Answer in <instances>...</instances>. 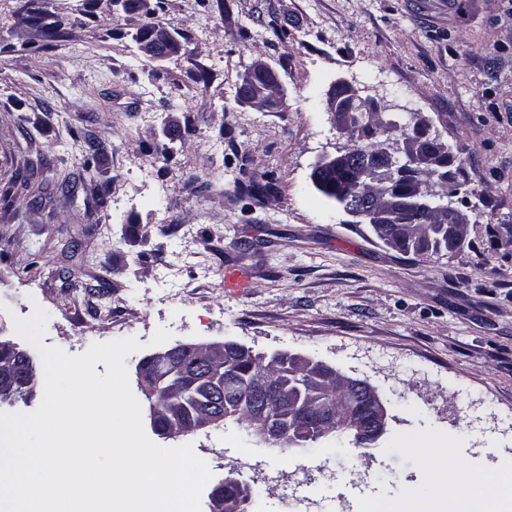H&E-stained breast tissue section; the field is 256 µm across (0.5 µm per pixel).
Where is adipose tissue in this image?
Here are the masks:
<instances>
[{
    "instance_id": "ef3b65f1",
    "label": "adipose tissue",
    "mask_w": 512,
    "mask_h": 512,
    "mask_svg": "<svg viewBox=\"0 0 512 512\" xmlns=\"http://www.w3.org/2000/svg\"><path fill=\"white\" fill-rule=\"evenodd\" d=\"M441 483L449 497L457 498L460 512H507L512 507L511 473H479L464 481L450 470Z\"/></svg>"
}]
</instances>
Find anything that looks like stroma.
<instances>
[{
  "label": "stroma",
  "mask_w": 512,
  "mask_h": 512,
  "mask_svg": "<svg viewBox=\"0 0 512 512\" xmlns=\"http://www.w3.org/2000/svg\"><path fill=\"white\" fill-rule=\"evenodd\" d=\"M23 2L0 0V338L30 349L16 322L38 308L42 345L71 355L135 338L136 396L144 357L224 340L377 388L386 434L307 486L291 473L308 450L242 443L233 420L176 438L145 425L202 449L211 486L261 489L247 512L402 506L448 466L512 470V0H37L52 37ZM157 28L179 52L140 51ZM256 61L279 76L269 112L237 96ZM340 80L393 136L422 123L446 145L469 248L414 259L314 188L341 140ZM244 171L274 192L241 195Z\"/></svg>",
  "instance_id": "stroma-1"
}]
</instances>
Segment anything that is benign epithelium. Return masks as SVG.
I'll list each match as a JSON object with an SVG mask.
<instances>
[{
  "instance_id": "benign-epithelium-1",
  "label": "benign epithelium",
  "mask_w": 512,
  "mask_h": 512,
  "mask_svg": "<svg viewBox=\"0 0 512 512\" xmlns=\"http://www.w3.org/2000/svg\"><path fill=\"white\" fill-rule=\"evenodd\" d=\"M179 47L175 37L164 29H156L143 39V51L150 57L160 58ZM279 80L265 63L251 66L248 76L240 85L241 100L262 112L275 109L280 104L277 94ZM375 104L360 96L359 91L345 81L336 83L331 100V113L336 129L345 143L336 146L335 153L328 154L314 168V177L334 173L351 167L356 171L361 200L347 205L343 212L350 224H367L377 237L393 239L409 234L412 225L397 219L394 200L383 201L368 184L375 182V173L386 170L394 181L410 186V192L423 202L431 195V179L448 184L452 179L449 164L441 153L427 149L432 136L429 129L416 125L403 135L402 145H380L374 154L361 153L355 140L365 131L375 139L387 129L383 124L365 123L368 112H375ZM444 223L459 225L458 234L466 237L468 220L454 205L445 208ZM251 353L248 348L234 342H212L203 344H178L146 356L138 367L139 386L149 402L151 422H156L155 402L158 394L157 377L161 373L192 379L201 372L210 375L229 372L242 357ZM0 356L7 361L0 365V404L15 405L34 397L39 387L36 363L30 354L9 341H0ZM23 359L28 366L26 382L15 388L13 359ZM294 375L304 378L307 392L295 394L270 379L252 378L248 381L250 396L249 415L257 428L259 437L268 445L288 444L290 448H301L312 439L331 432L336 414L331 408L333 398L325 393L331 383H339L348 396L346 413L349 415L350 432L357 445L368 449L387 432L388 410L384 399L370 382L345 376L335 369L312 359L296 354L290 355ZM239 403L228 395L213 398L207 405L197 409L195 417L186 424H173L167 429L156 428L165 438H174L194 431L215 426L231 415ZM244 486L227 477L210 494V512H245L247 499Z\"/></svg>"
}]
</instances>
